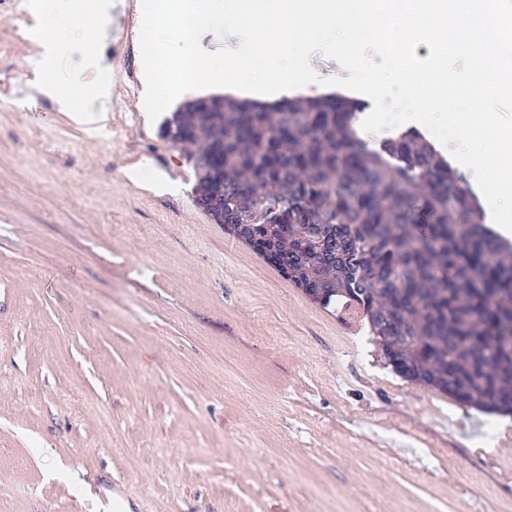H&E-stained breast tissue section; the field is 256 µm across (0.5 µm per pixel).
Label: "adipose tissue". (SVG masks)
Listing matches in <instances>:
<instances>
[{
  "instance_id": "1",
  "label": "adipose tissue",
  "mask_w": 512,
  "mask_h": 512,
  "mask_svg": "<svg viewBox=\"0 0 512 512\" xmlns=\"http://www.w3.org/2000/svg\"><path fill=\"white\" fill-rule=\"evenodd\" d=\"M112 0H85V14L95 25L82 38H69L67 23L76 8L74 0H35L34 34L42 47L36 61L38 70L31 89L51 99L61 111L73 113L77 120L91 118L95 105L103 103L111 77L105 62L106 31L112 21ZM69 55L74 71L70 82L59 76L56 61Z\"/></svg>"
}]
</instances>
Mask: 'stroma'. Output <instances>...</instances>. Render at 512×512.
Masks as SVG:
<instances>
[{"mask_svg":"<svg viewBox=\"0 0 512 512\" xmlns=\"http://www.w3.org/2000/svg\"><path fill=\"white\" fill-rule=\"evenodd\" d=\"M28 2L0 0V512H512V415L399 377L362 308L195 207L141 84L107 129L31 93Z\"/></svg>","mask_w":512,"mask_h":512,"instance_id":"obj_1","label":"stroma"}]
</instances>
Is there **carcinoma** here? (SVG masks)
<instances>
[{
  "label": "carcinoma",
  "instance_id": "1",
  "mask_svg": "<svg viewBox=\"0 0 512 512\" xmlns=\"http://www.w3.org/2000/svg\"><path fill=\"white\" fill-rule=\"evenodd\" d=\"M190 103L164 125L189 132L195 197L224 174V230L298 288L366 312L373 341L406 380L460 405L512 413V243L485 224L460 176L416 132L372 151L357 137L362 104L336 94L268 105ZM224 138L214 157L211 141ZM249 186L252 197L237 188ZM315 245L291 251L307 229Z\"/></svg>",
  "mask_w": 512,
  "mask_h": 512
}]
</instances>
